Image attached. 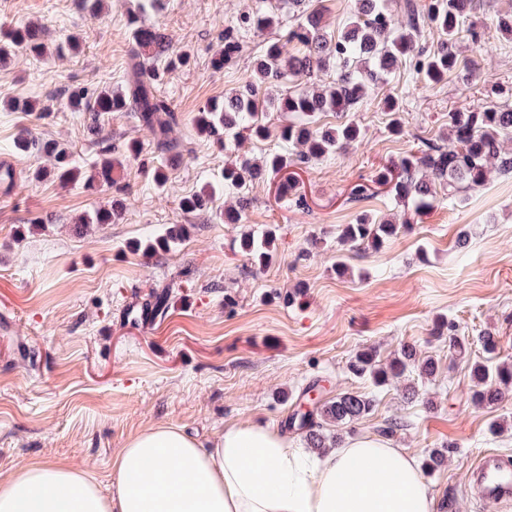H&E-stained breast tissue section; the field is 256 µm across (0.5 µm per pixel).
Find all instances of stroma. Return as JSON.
Segmentation results:
<instances>
[{
	"mask_svg": "<svg viewBox=\"0 0 512 512\" xmlns=\"http://www.w3.org/2000/svg\"><path fill=\"white\" fill-rule=\"evenodd\" d=\"M259 8L288 13L286 0H112L96 17L81 0H0V28L32 22L48 44L69 37L81 44L72 56L22 53L0 63V157L17 167L13 189L0 195V482L33 462L63 464L90 473L108 494L117 482L115 453L141 431L172 425L206 447L232 425L282 432L302 391L316 382L330 398L353 391L374 401L355 429H342L344 440L379 435L419 461L447 449L442 468L424 475L437 507L512 512V505L482 502L470 479L485 454L512 456V431L489 430L512 420V390L491 408L470 400L471 364L512 362V175L490 171L482 188L413 217L382 192L349 198L378 167L418 152L421 143L450 144L449 112L472 110L491 86L512 88V48L495 26L512 0H478L475 20L488 40L474 58L476 80L453 75L427 85L397 71L349 111L360 143L298 166L297 197L280 199L273 183H254L241 222L228 224L224 210L237 200L221 186L229 154L198 131L195 118L209 100L252 80L269 32L244 33L240 55L224 69L211 60L225 26ZM134 15L191 55L185 68L169 67L163 56L148 62L179 116L174 135L191 152L158 190L150 136L132 113L105 116L101 135L116 151L137 139L142 153L124 171L122 219L79 235L75 222L109 205L112 191L34 180L44 158L16 153L14 141L23 132L59 141L73 165L89 169L97 135L87 130L86 113L64 107L65 94L126 84ZM388 95L401 106L399 135L389 132L390 115L381 109ZM51 96L52 111L41 114L6 107ZM208 183L217 186L209 210L184 212L180 199ZM363 213L402 228L376 251L341 244V225ZM174 224L189 225L190 234L168 252L150 257L132 249ZM269 228L277 234L273 258L260 268L240 251L239 238ZM340 255L350 268L343 277L332 268ZM299 285L304 297L286 303ZM166 287L172 304L165 316L138 320L141 306ZM228 295L233 305H225ZM444 321L468 337L465 351L450 349ZM487 335L494 351L480 343ZM406 344L437 364L434 377L417 379L415 398L401 384L378 387L347 370L359 350L385 361ZM390 420L394 432L380 435Z\"/></svg>",
	"mask_w": 512,
	"mask_h": 512,
	"instance_id": "obj_1",
	"label": "stroma"
}]
</instances>
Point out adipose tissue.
<instances>
[{"label":"adipose tissue","instance_id":"obj_1","mask_svg":"<svg viewBox=\"0 0 512 512\" xmlns=\"http://www.w3.org/2000/svg\"><path fill=\"white\" fill-rule=\"evenodd\" d=\"M103 494L85 473L31 464L0 485V512H435L414 456L361 437L316 458L260 424L224 429L214 447L150 427L114 459Z\"/></svg>","mask_w":512,"mask_h":512}]
</instances>
